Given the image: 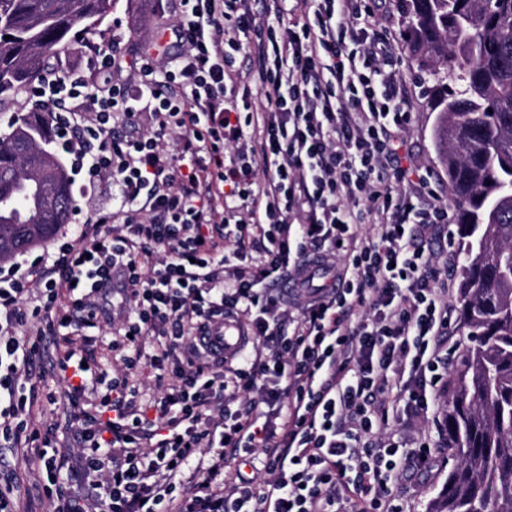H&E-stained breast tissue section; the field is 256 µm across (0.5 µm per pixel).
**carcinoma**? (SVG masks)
<instances>
[{
  "instance_id": "1",
  "label": "carcinoma",
  "mask_w": 512,
  "mask_h": 512,
  "mask_svg": "<svg viewBox=\"0 0 512 512\" xmlns=\"http://www.w3.org/2000/svg\"><path fill=\"white\" fill-rule=\"evenodd\" d=\"M112 13V0H0V100L40 78ZM404 34L431 87L459 249L456 301L470 342L449 383L455 464L426 512H512V0H406ZM49 117L0 133V258L46 242L71 215L72 181Z\"/></svg>"
}]
</instances>
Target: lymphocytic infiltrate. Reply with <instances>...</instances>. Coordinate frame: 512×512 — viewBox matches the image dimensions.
<instances>
[{"instance_id": "obj_1", "label": "lymphocytic infiltrate", "mask_w": 512, "mask_h": 512, "mask_svg": "<svg viewBox=\"0 0 512 512\" xmlns=\"http://www.w3.org/2000/svg\"><path fill=\"white\" fill-rule=\"evenodd\" d=\"M380 7L169 0L162 28L180 52L128 57L104 34L85 43L86 66L23 92L81 186L111 182L119 203L0 266V447L45 439L34 457L52 512H404L405 471L435 456L394 423L435 415L447 385L452 312L425 234L450 216L404 164L413 106ZM312 265L333 287L314 285ZM102 319L112 373L74 344ZM227 325L242 341L218 360L204 338ZM49 336L66 346L53 374L90 398L76 473L91 498L72 491L55 432L31 424L55 394L16 393ZM259 453L262 476L227 477Z\"/></svg>"}]
</instances>
